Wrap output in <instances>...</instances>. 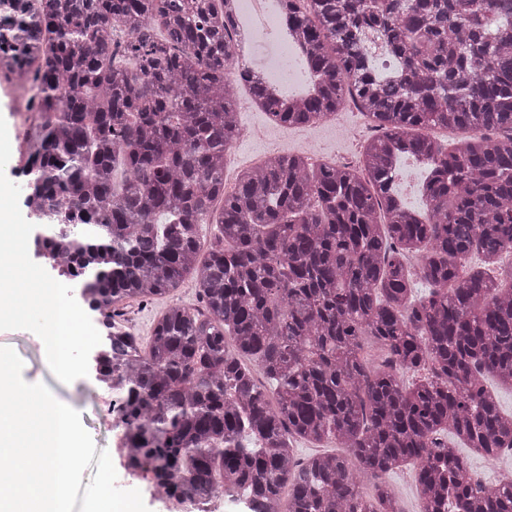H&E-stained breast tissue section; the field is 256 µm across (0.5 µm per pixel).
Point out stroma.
I'll list each match as a JSON object with an SVG mask.
<instances>
[{
    "instance_id": "35a3bbf8",
    "label": "stroma",
    "mask_w": 512,
    "mask_h": 512,
    "mask_svg": "<svg viewBox=\"0 0 512 512\" xmlns=\"http://www.w3.org/2000/svg\"><path fill=\"white\" fill-rule=\"evenodd\" d=\"M343 127L323 122L311 127L291 128L271 119L261 107L252 104L248 96H240L238 122L241 137L229 150L233 169L247 168L273 154L276 148L288 153H300L307 141H314L322 162L332 163L354 157L355 144L348 138L345 126L363 129L365 135H374L363 115L352 103L342 107ZM31 114L26 110V98L21 88L0 78V210L14 211L20 223L25 224L28 238H35L44 229V222L28 214L22 204L25 179L20 171L26 165L24 142L15 141V134L25 133ZM11 279L18 281L20 288L37 289L53 284L59 286L61 295L69 302H77L76 289L62 286L56 272L45 264L37 252H29L25 270H9ZM181 303L197 305L198 295L192 280H185L174 292L148 303H128L119 313V321L138 336L140 343H148L153 326L168 306ZM0 347L12 348L23 362L22 377L29 383L45 384L61 403L77 410L81 421L90 433L96 451L90 466L82 475L81 487L74 512H95L97 497L94 489L98 472L104 465H111L113 479L122 480L121 494L127 512H188L179 503L163 504L155 500L147 488L136 479L125 480L126 469L120 453H109L113 438L108 423L101 412L83 399L84 390L92 387L95 374L91 369L90 344L79 345L74 357L80 365L78 374L70 379L58 375L48 361L40 334L24 322L0 321Z\"/></svg>"
}]
</instances>
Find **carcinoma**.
<instances>
[{
	"label": "carcinoma",
	"instance_id": "cac0c4a2",
	"mask_svg": "<svg viewBox=\"0 0 512 512\" xmlns=\"http://www.w3.org/2000/svg\"><path fill=\"white\" fill-rule=\"evenodd\" d=\"M280 2L314 90L287 104L245 77L251 97L288 127L351 101L381 134L355 165L272 155L228 193L233 0H0V76L24 79L36 117L21 174L51 226L39 248L104 324L188 277L198 288L201 305L170 306L146 347L123 331L95 360L127 466L154 462L195 512L221 490L246 512H402L386 476L409 463L420 512L449 497L512 512V480L485 481L447 440L512 449V413L485 386L512 387V282L463 265L512 252V0ZM374 31L398 75L375 69ZM425 128L461 137L445 149ZM406 158L427 169L421 212L396 188ZM298 439L347 452L298 459Z\"/></svg>",
	"mask_w": 512,
	"mask_h": 512
}]
</instances>
